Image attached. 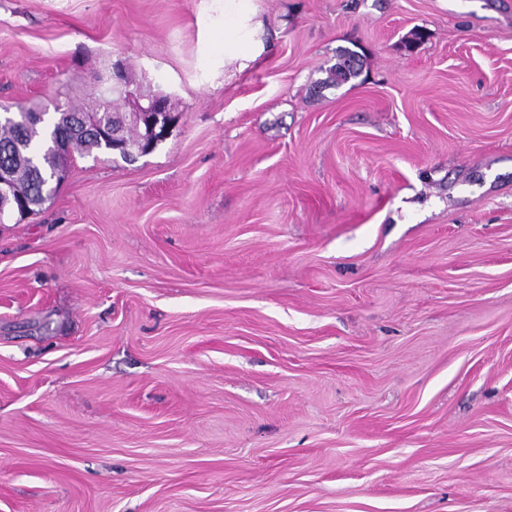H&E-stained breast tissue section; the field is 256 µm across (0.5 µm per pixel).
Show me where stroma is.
<instances>
[{
  "label": "stroma",
  "instance_id": "stroma-1",
  "mask_svg": "<svg viewBox=\"0 0 512 512\" xmlns=\"http://www.w3.org/2000/svg\"><path fill=\"white\" fill-rule=\"evenodd\" d=\"M247 5L243 69L224 0H0V111L177 117L0 224V512H512V0ZM242 0H225L224 16L233 15L235 26L224 33V50L230 45L240 67L245 68L257 56L258 41L255 39L256 28L249 23V15L241 9ZM364 60L362 55L350 48H341L336 53V62L326 70V78L313 85L317 94L324 88L340 87L356 79L362 70Z\"/></svg>",
  "mask_w": 512,
  "mask_h": 512
}]
</instances>
